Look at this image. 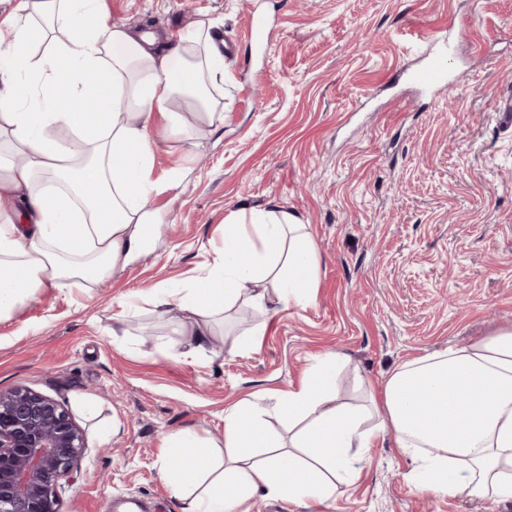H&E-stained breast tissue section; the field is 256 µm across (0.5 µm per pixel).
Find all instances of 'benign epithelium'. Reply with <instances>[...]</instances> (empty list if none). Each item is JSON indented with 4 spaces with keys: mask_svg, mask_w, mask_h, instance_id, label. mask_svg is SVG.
I'll return each mask as SVG.
<instances>
[{
    "mask_svg": "<svg viewBox=\"0 0 512 512\" xmlns=\"http://www.w3.org/2000/svg\"><path fill=\"white\" fill-rule=\"evenodd\" d=\"M85 449L64 403L27 387L0 389V512H61Z\"/></svg>",
    "mask_w": 512,
    "mask_h": 512,
    "instance_id": "1",
    "label": "benign epithelium"
}]
</instances>
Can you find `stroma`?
<instances>
[{"label":"stroma","instance_id":"1","mask_svg":"<svg viewBox=\"0 0 512 512\" xmlns=\"http://www.w3.org/2000/svg\"><path fill=\"white\" fill-rule=\"evenodd\" d=\"M110 21L177 40L212 22L224 46L214 120L184 111L189 134L153 117L151 207L163 218L105 284L61 282L0 320V389L64 402L87 448L62 512H112L116 497L160 512L184 502L161 479L164 436L224 440V410L297 388L340 353L337 403H367L405 361L512 327V0H104ZM272 48H250V12ZM450 28V86L417 95L397 72L422 64L426 33ZM284 207L319 253L310 300L277 313L237 302L210 334L175 331L178 305H122L212 266L233 213ZM385 440L348 487L323 502L257 497L249 512H512V500L454 498L409 484Z\"/></svg>","mask_w":512,"mask_h":512}]
</instances>
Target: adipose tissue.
Returning a JSON list of instances; mask_svg holds the SVG:
<instances>
[{"label":"adipose tissue","mask_w":512,"mask_h":512,"mask_svg":"<svg viewBox=\"0 0 512 512\" xmlns=\"http://www.w3.org/2000/svg\"><path fill=\"white\" fill-rule=\"evenodd\" d=\"M224 55L211 26L175 46L109 21L101 0H13L0 18V318L55 280H106L141 248L149 206L154 114L172 135L183 109L213 117ZM314 242L285 209L224 220V247L187 288L148 296L201 319L246 300L269 311L305 304ZM340 355L326 356L288 392L257 393L224 411V445L176 430L164 446L178 466L160 475L184 512H240L256 495L288 502L330 497L355 478L364 449L392 437L406 480L455 497L512 500V328L399 366L364 413L333 403ZM302 421L276 440L270 417Z\"/></svg>","instance_id":"obj_1"}]
</instances>
